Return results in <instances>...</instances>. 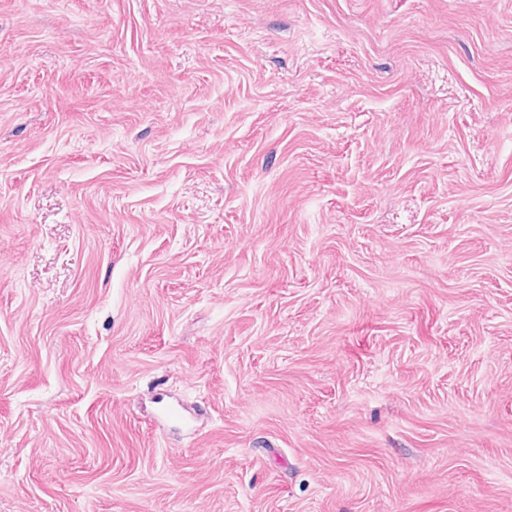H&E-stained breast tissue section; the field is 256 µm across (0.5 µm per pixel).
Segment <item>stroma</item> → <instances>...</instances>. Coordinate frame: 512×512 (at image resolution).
Masks as SVG:
<instances>
[{
	"label": "stroma",
	"mask_w": 512,
	"mask_h": 512,
	"mask_svg": "<svg viewBox=\"0 0 512 512\" xmlns=\"http://www.w3.org/2000/svg\"><path fill=\"white\" fill-rule=\"evenodd\" d=\"M0 512H512V0H0Z\"/></svg>",
	"instance_id": "stroma-1"
}]
</instances>
